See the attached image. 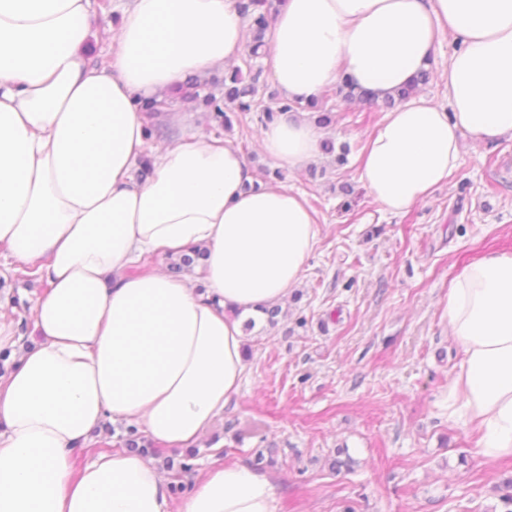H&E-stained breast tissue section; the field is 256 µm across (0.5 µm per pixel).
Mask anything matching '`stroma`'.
<instances>
[{
    "label": "stroma",
    "instance_id": "stroma-1",
    "mask_svg": "<svg viewBox=\"0 0 512 512\" xmlns=\"http://www.w3.org/2000/svg\"><path fill=\"white\" fill-rule=\"evenodd\" d=\"M123 3L93 0L85 52L99 68ZM223 95L220 69L199 78L196 98L169 94L147 153L201 131L233 141L256 171L277 172L255 145L256 114L230 105L231 127L211 119L205 100ZM328 106L333 121L323 133L349 145L346 163L325 153L277 179L305 196L319 228L302 282L280 316L249 331L239 393L180 480L190 490L215 460L250 466L261 455L282 512H504L512 458L481 464L473 437L448 420L459 350L445 308L456 266L487 250L512 251V137L487 145L463 135L448 184L395 216L357 176L384 108L338 94ZM45 290L0 249V318L19 323L30 341L29 311Z\"/></svg>",
    "mask_w": 512,
    "mask_h": 512
}]
</instances>
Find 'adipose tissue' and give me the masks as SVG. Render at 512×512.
I'll list each match as a JSON object with an SVG mask.
<instances>
[{
    "instance_id": "obj_1",
    "label": "adipose tissue",
    "mask_w": 512,
    "mask_h": 512,
    "mask_svg": "<svg viewBox=\"0 0 512 512\" xmlns=\"http://www.w3.org/2000/svg\"><path fill=\"white\" fill-rule=\"evenodd\" d=\"M239 0H126L109 73L84 47L92 0H0V247L48 285L32 306L40 342L0 321V512H281L271 482L220 463L173 503L166 475L125 451L76 467L105 420L170 448L194 447L238 393L243 318L283 303L318 237L300 193L259 178L233 142L191 136L136 163L142 101L238 60ZM451 32L448 104L395 107L367 138L358 177L394 215L447 184L459 138L512 136V0H282L265 50L270 77L309 104L349 79L378 96L431 69ZM280 167L304 168L321 135L305 117L261 128ZM207 250L202 288L144 252ZM461 359L448 420L476 431L484 461L512 457V252L490 250L448 282Z\"/></svg>"
}]
</instances>
